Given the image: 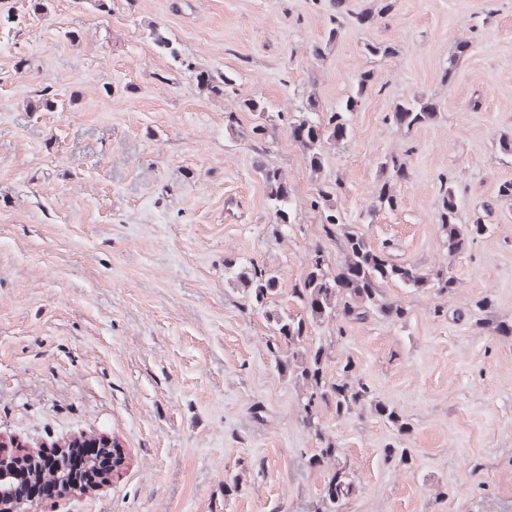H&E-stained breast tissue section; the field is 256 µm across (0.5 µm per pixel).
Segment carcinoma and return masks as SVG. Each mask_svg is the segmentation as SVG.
<instances>
[{
    "mask_svg": "<svg viewBox=\"0 0 512 512\" xmlns=\"http://www.w3.org/2000/svg\"><path fill=\"white\" fill-rule=\"evenodd\" d=\"M200 87L214 93L230 94L231 79L221 73L202 72L198 75ZM368 87V83L357 80L354 93L345 103L330 113L327 121L312 115H304L292 122L303 129V133L294 141L306 154L310 166L318 170L324 162V146L329 142L338 143L346 137L338 134L345 128L352 131L350 116L359 98ZM243 106L250 112L258 114L259 122L252 129L250 148L254 151L266 149V137L269 128L268 106L258 99H245ZM433 103L422 97L401 102L395 106L392 119L399 127H410L433 119ZM380 171L389 177H405V163L396 156H387L379 163ZM261 176L268 189V200L277 217V227L282 233L288 232L291 223V197L288 183L273 168H260ZM387 183H382L376 195V204L366 212L372 217L378 208L393 209L397 205L395 196L387 191ZM317 198L312 206L322 210L326 233L333 234L342 229L343 240L340 242L343 256L337 269H332L330 258L317 249L308 265V270L298 284L292 288L291 297L302 307V313L292 314L284 309H266L268 299L277 294L276 277L257 267L250 271H241L237 277L248 288V297L258 308L264 309V317L269 322L272 332V346L276 365L284 371L296 372V378L306 385L303 410L309 425H316L317 405L332 400L336 405V414L341 416L354 407L366 402L370 396L369 386L355 376L356 364L351 358L337 373L336 380L328 381L323 373L325 361L321 347L307 346L308 326L322 323L328 319L341 316L352 321H364L370 315L379 312L400 320L405 317V309L382 301V285L389 282L399 283L407 288L433 289L436 292L450 293L455 284L448 270L438 269L435 273L422 272L415 265H403L390 261L382 251L376 249L365 234L350 230L343 224L341 213L331 202L332 191L326 188L316 189ZM461 196L453 186L443 191L440 221L446 234L448 253L459 254L466 249L470 241L485 234L487 224L481 216L468 224L458 222ZM314 463H329L335 466L328 477V484L336 489L334 497H319L312 512H344L346 500L353 494L355 487L349 477L346 466L340 464L339 449L331 441L321 444L311 455Z\"/></svg>",
    "mask_w": 512,
    "mask_h": 512,
    "instance_id": "1",
    "label": "carcinoma"
}]
</instances>
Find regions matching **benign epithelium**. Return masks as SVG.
Listing matches in <instances>:
<instances>
[{"label":"benign epithelium","mask_w":512,"mask_h":512,"mask_svg":"<svg viewBox=\"0 0 512 512\" xmlns=\"http://www.w3.org/2000/svg\"><path fill=\"white\" fill-rule=\"evenodd\" d=\"M26 457L38 467L23 471L16 456L0 448V512H35L34 506L44 501L64 500L74 488L70 483L74 464L86 473L91 485L108 482L117 470L106 448H67L50 459L42 452Z\"/></svg>","instance_id":"7a95c632"}]
</instances>
